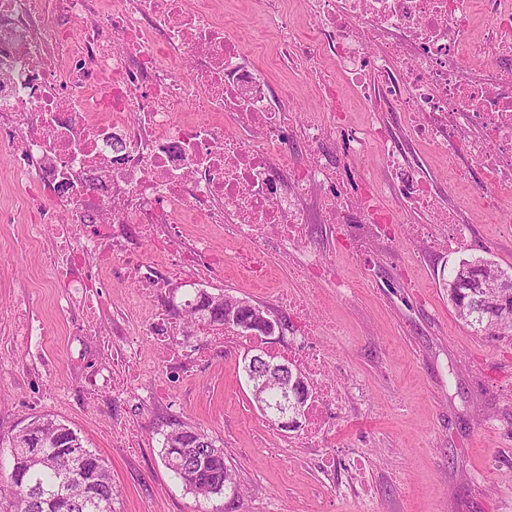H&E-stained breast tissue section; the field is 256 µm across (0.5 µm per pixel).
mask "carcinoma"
Returning a JSON list of instances; mask_svg holds the SVG:
<instances>
[{
    "label": "carcinoma",
    "mask_w": 512,
    "mask_h": 512,
    "mask_svg": "<svg viewBox=\"0 0 512 512\" xmlns=\"http://www.w3.org/2000/svg\"><path fill=\"white\" fill-rule=\"evenodd\" d=\"M481 299L467 295L451 303L459 321L475 332L512 336V303L501 308L496 319L483 323ZM229 302L213 304L199 289L195 297L178 308L187 327H226ZM309 388H295L284 395L272 388L264 393L261 415L269 422L287 410L286 399L306 405ZM37 426L20 429L11 438L0 439V451H9V468L0 465V512H116L118 490L104 460L83 446L77 433L50 417L34 419ZM164 466L197 501L212 502L226 496L236 500L240 487L232 464L224 455V441L185 422L163 434Z\"/></svg>",
    "instance_id": "carcinoma-1"
}]
</instances>
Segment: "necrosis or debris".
Here are the masks:
<instances>
[{
  "mask_svg": "<svg viewBox=\"0 0 512 512\" xmlns=\"http://www.w3.org/2000/svg\"><path fill=\"white\" fill-rule=\"evenodd\" d=\"M210 7L186 0H0V122L15 157L14 184L53 189L69 182L67 197L29 225L56 224V255L89 264L111 255L130 278L146 281L144 258L123 225H139L158 257L184 277L231 266L238 278L264 287V245L276 240L298 272L301 290L280 293L302 332L293 354L311 394L303 443L320 439L330 409L339 405L327 359L310 336L335 334L334 323L306 317L310 273L324 257L310 240L316 225L393 224L372 188L350 193L354 159L378 150L405 209L448 227L465 241L471 227L449 207L437 184L415 164L411 144L448 152L461 174L470 166L492 184L512 186V0H309L311 21L298 29L283 18L284 0H266L264 21L278 44L270 67L306 61L304 79L320 88V109L298 115L288 93L271 97L266 73L247 60L248 36L233 37ZM485 28L467 37L474 9ZM332 57L378 118L370 130L338 120L345 104L335 76L319 71ZM201 101V119L184 117ZM384 112L411 118L399 135ZM297 147L301 160L289 158ZM186 224H221L234 250L214 256L207 234L187 246L172 243ZM132 309L140 329L112 324L120 354L108 375L85 377L95 394L131 387L142 369V337L169 335L151 298L164 279L146 281Z\"/></svg>",
  "mask_w": 512,
  "mask_h": 512,
  "instance_id": "obj_1",
  "label": "necrosis or debris"
}]
</instances>
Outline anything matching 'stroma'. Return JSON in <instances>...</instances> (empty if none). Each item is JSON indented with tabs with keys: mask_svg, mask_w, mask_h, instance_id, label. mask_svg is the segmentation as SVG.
<instances>
[{
	"mask_svg": "<svg viewBox=\"0 0 512 512\" xmlns=\"http://www.w3.org/2000/svg\"><path fill=\"white\" fill-rule=\"evenodd\" d=\"M261 11L262 0H224V28L263 34L264 49H274L276 34L262 28ZM416 159L448 184V201L471 235L449 249L417 243L413 230L425 219L410 213L392 239L373 226L350 225L341 244L325 226L316 227L332 275L319 280L321 297L310 309L335 322L336 333L313 342L328 358L345 405L330 415L328 433L315 445L288 443L257 410L242 372V357L254 344L249 337H230L218 355L201 352L196 337L183 338L182 355L192 366L187 374L166 368L143 342L140 382L155 391L148 403L136 396L102 399L76 380L95 340L80 336V316L63 309L64 288L49 280L53 226L44 225L39 241L24 240L28 224L39 219L34 207L17 223L0 225V237L14 243L0 249V436L40 416L68 424L110 467L121 493L117 512H197L196 499L160 455L159 433L177 421L223 438L247 489L244 499L227 503L228 512H512V337L472 332L457 320L441 284L469 257L512 267V236L500 222L512 188L498 190L499 206L482 205L473 186L484 181L483 173L460 177L429 144L417 146ZM268 253L266 291L228 270L195 283L167 281L154 304L167 311L169 302H183L198 286L282 316L277 291L300 280L276 244ZM98 274L108 294L103 320L129 315L137 282L113 261ZM339 281L347 294L338 293ZM24 291L33 296L36 314L51 323V335L28 342L16 336L13 305ZM129 431L138 436L136 447L124 445ZM326 453L336 459L331 474L318 466ZM354 459L364 462L374 488L365 502L344 488Z\"/></svg>",
	"mask_w": 512,
	"mask_h": 512,
	"instance_id": "35a3bbf8",
	"label": "stroma"
}]
</instances>
